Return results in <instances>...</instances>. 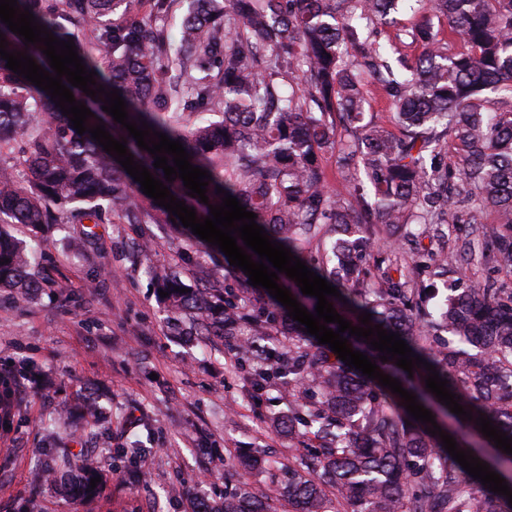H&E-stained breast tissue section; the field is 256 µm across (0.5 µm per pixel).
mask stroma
<instances>
[{
  "mask_svg": "<svg viewBox=\"0 0 512 512\" xmlns=\"http://www.w3.org/2000/svg\"><path fill=\"white\" fill-rule=\"evenodd\" d=\"M419 20L398 13L374 37L391 58L416 61L426 48L407 32ZM91 230V245L77 254L62 238L45 243L48 285L33 303L0 293V370L22 359L50 380L43 388L27 380L14 387L11 423L0 428V512H192L197 496L218 500L244 481L272 512H294L280 492L283 469L321 442L289 432L286 388L254 389L251 362L226 368L236 344L284 351L288 335L255 338L245 327L224 338L174 335L153 276L136 258L137 243H148L155 266L199 288L223 271L188 239L154 224L117 218ZM91 393L109 416L107 431L88 437L72 424L59 428L58 440L110 456L103 498L33 494L30 471L49 418ZM133 433L146 450L138 464L123 452ZM212 448L220 459L209 456Z\"/></svg>",
  "mask_w": 512,
  "mask_h": 512,
  "instance_id": "1",
  "label": "stroma"
}]
</instances>
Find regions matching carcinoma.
I'll use <instances>...</instances> for the list:
<instances>
[{"instance_id": "carcinoma-1", "label": "carcinoma", "mask_w": 512, "mask_h": 512, "mask_svg": "<svg viewBox=\"0 0 512 512\" xmlns=\"http://www.w3.org/2000/svg\"><path fill=\"white\" fill-rule=\"evenodd\" d=\"M134 0H17L35 21L60 40H73L79 58L96 85L119 90L128 121L147 123L150 131L182 143L190 163L211 175L208 203L189 195L183 180H165L153 166L154 155L137 145L123 125L101 112L106 95L74 98L94 113L86 127L104 123L127 152L163 181L171 193L195 209L198 220L209 205L222 203V188L246 210L269 239L291 249L308 269L338 288L343 299L327 297L339 315L361 326L400 334L414 355L435 366L456 401L472 411L463 420L438 402L425 384H411L396 360L378 362L381 352L370 341L342 333L347 344L377 361L379 371L398 379L431 411L441 428L451 418L465 425L455 437L460 450L478 456L494 451L492 470L512 488V454L495 447L480 432L484 415L512 437V288L493 281L470 280L449 289L436 308L419 282L405 284L434 265L448 272L492 266L512 270V0H194L176 37L125 17ZM418 4L423 19L410 37L427 46L426 55L396 69L371 40L374 22ZM448 21L466 50L450 54L433 18ZM92 22L106 51L104 64L81 38L80 24ZM9 36L8 51H21L55 75L41 43L24 38L0 21ZM0 58V161L24 165L31 178L13 184L0 166V290L24 303L43 281L37 271L41 244L68 224H105L112 214L130 224H159L187 236L196 252L215 267L228 263L221 250L183 226L176 215L156 204L117 160L91 137L78 134L51 96L6 68ZM387 94L400 127L390 133L366 119L367 87ZM487 91L502 95L503 107L481 108ZM462 164L448 163V145ZM336 153L349 189L334 193L321 158ZM477 202L463 210L456 198ZM492 208L494 224L481 223ZM22 224L27 242L4 230ZM408 224H446L465 236L479 234L490 250L471 244L461 250L407 251ZM384 238L386 257L371 261V238ZM331 257L317 259L311 242ZM157 290L181 334L189 322L199 336H231L243 301L235 288L219 281L189 288L176 271L154 272ZM290 296L315 312L317 298L304 295L295 280L278 278ZM289 309L274 297L254 306L243 318L259 336L273 335L288 319V335L298 337L288 353L269 351L252 369L253 385L281 379L288 387L322 390L318 408L294 404L288 431L300 421L307 432L328 444L288 466V500L296 512H509L503 495L472 496L473 477L414 419L404 406L361 371L352 369L287 318ZM448 333L443 347L433 343ZM25 361L0 375V423H7L12 384L38 380ZM34 465L33 490L53 485L65 493L96 498L110 464L105 456H87L54 447ZM194 512H268L242 486L224 494V504H195Z\"/></svg>"}]
</instances>
